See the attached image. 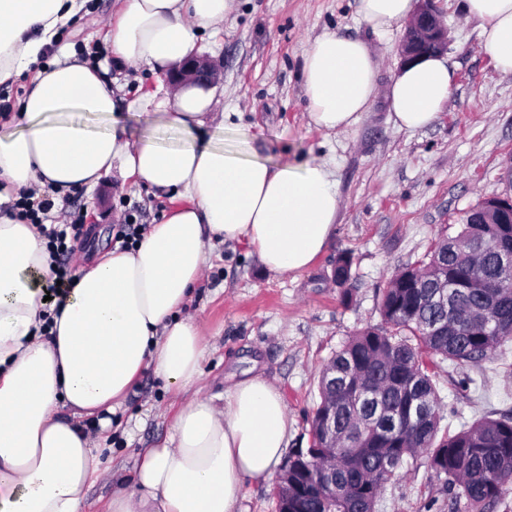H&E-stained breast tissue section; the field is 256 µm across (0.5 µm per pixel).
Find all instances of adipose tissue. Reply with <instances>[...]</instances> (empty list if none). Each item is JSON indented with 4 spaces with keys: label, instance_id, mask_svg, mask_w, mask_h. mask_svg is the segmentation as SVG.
Masks as SVG:
<instances>
[{
    "label": "adipose tissue",
    "instance_id": "ef3b65f1",
    "mask_svg": "<svg viewBox=\"0 0 512 512\" xmlns=\"http://www.w3.org/2000/svg\"><path fill=\"white\" fill-rule=\"evenodd\" d=\"M87 0H0V82L36 63ZM233 0H123L106 38L117 62L162 72L193 55L197 34L220 29ZM415 0H357L378 30L412 17ZM481 48L512 73V0H465ZM378 63L362 40L326 33L304 57L310 120L353 129L377 92ZM455 84L437 56L403 67L388 88L398 129L435 123ZM216 89L192 83L140 98L182 141L131 140L104 65L72 46L38 71L14 130L0 132V204L26 188L96 187L119 174L186 199L139 245L80 266L67 292L46 300L55 264L35 225L0 214V512H81L101 474L82 420L114 411L146 369L184 400L170 434L142 449L108 512H236L246 481L268 480L283 458L288 414L278 388L254 375L223 405L193 396L205 349L183 310L216 242L247 238L272 274H297L323 253L342 201L327 163L271 165L235 144L199 140L223 130ZM50 332H43L44 324Z\"/></svg>",
    "mask_w": 512,
    "mask_h": 512
}]
</instances>
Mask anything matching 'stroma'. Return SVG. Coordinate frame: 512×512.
<instances>
[{
    "mask_svg": "<svg viewBox=\"0 0 512 512\" xmlns=\"http://www.w3.org/2000/svg\"><path fill=\"white\" fill-rule=\"evenodd\" d=\"M448 31L456 81L438 120L429 128L395 127L386 91L400 70L406 29L378 33L359 21L356 0H234L219 34L199 35V53L219 68L224 127L249 129L254 156L278 165L309 159L334 171L343 200L328 248L304 272L274 275L263 269L248 241L218 243L196 285L189 308L209 354L202 393L218 397L245 371L263 375L279 389L288 411V449L309 445L308 421L319 401L318 377L344 341L381 323L379 302L391 276L424 259L449 231H460L466 212L489 197L512 195L505 175L512 157V73L500 71L480 49V23L468 18L462 0H435ZM122 0H88L60 41L84 49H111L105 34ZM326 32L359 38L376 53L379 93L354 131L333 133L309 119L303 87L304 56ZM118 110L131 138L155 134L161 144L177 132L157 116L132 109L157 90L164 76L146 66L111 69ZM84 201L91 213L95 249L79 245L76 257L115 250L112 225L123 207L138 208L145 224L182 206V198L135 180L106 177ZM354 258L353 300L339 301L334 266L340 253ZM504 358L478 364H438L433 381L445 404L442 425L457 432L461 420L512 411V343ZM469 379L460 389L461 379ZM177 399L152 371L130 389L112 414L104 455L118 470L133 467L137 452L170 431ZM377 512H449L448 488L426 459L399 469L386 484Z\"/></svg>",
    "mask_w": 512,
    "mask_h": 512,
    "instance_id": "stroma-1",
    "label": "stroma"
}]
</instances>
